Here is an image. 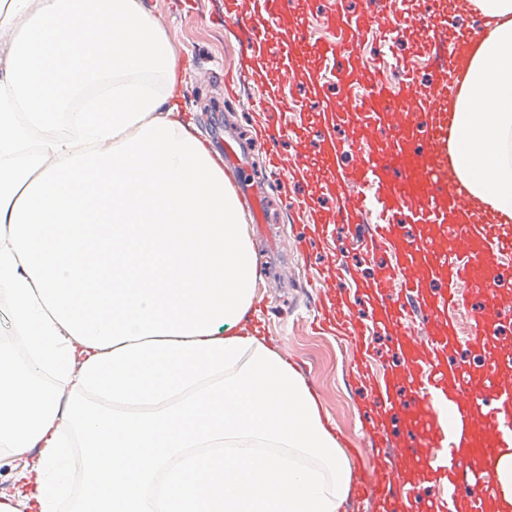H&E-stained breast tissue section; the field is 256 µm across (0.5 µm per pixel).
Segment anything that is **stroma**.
Instances as JSON below:
<instances>
[{
	"mask_svg": "<svg viewBox=\"0 0 512 512\" xmlns=\"http://www.w3.org/2000/svg\"><path fill=\"white\" fill-rule=\"evenodd\" d=\"M143 2L161 20L189 64L182 101L185 121L192 123L215 151L232 144L254 183L264 191L268 232L262 236L255 225L246 227L260 271L257 284L267 298L266 308L258 314L264 324L263 342L271 347L276 340L286 341L289 350L306 364L303 379L316 395L323 415H335L345 429L360 432L358 411L366 403V391L347 382L345 357L335 336L311 325L318 296L310 282L324 268L327 257L318 253L305 260L297 256L294 246L300 226L294 220L293 207L314 193L323 171L317 169L295 180L288 169L267 167L266 155L271 147L292 155L296 144L287 139L274 144L254 138L256 124H276L272 113L255 111L250 105L251 99L263 92L262 83L238 78L236 97H226L224 78L234 72L241 46L233 36L232 21L222 17L224 0ZM403 8L428 24L448 20L474 31L484 24L477 14L453 8L451 0H437L429 13L424 11L421 0H404ZM420 36L417 30L375 31L356 45L355 55L360 65L379 68L392 88L404 79L400 60L410 59L416 69L418 92L423 95L440 74L431 66L434 45L422 43ZM333 238L337 252L354 264L360 277L370 279L376 275L377 261H364L362 240L350 225H335Z\"/></svg>",
	"mask_w": 512,
	"mask_h": 512,
	"instance_id": "stroma-1",
	"label": "stroma"
}]
</instances>
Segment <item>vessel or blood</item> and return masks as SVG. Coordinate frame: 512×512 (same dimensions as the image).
I'll use <instances>...</instances> for the list:
<instances>
[{"label": "vessel or blood", "mask_w": 512, "mask_h": 512, "mask_svg": "<svg viewBox=\"0 0 512 512\" xmlns=\"http://www.w3.org/2000/svg\"><path fill=\"white\" fill-rule=\"evenodd\" d=\"M224 12L246 36L242 72L256 77L263 66H277L289 77H303L318 101L308 109L274 90L257 104L261 110L275 104L280 131L297 143L295 174L324 169L328 178L320 189L336 202L335 222L362 232L365 259L388 257L369 281L333 257L335 277L318 281L317 322L344 340L350 373L370 387L374 407L402 413L395 436L383 419L369 418L366 445L354 451L360 466L349 507L385 512L397 502L412 512L421 498L426 512H487L502 498L497 462L512 453V355L497 347L505 327L501 266L512 255V229L501 216L469 209L468 191L451 173L446 101L456 91L457 58L472 32L446 36L439 27L423 28L425 40L441 48L437 69L444 74L427 96L416 93L411 78L390 90L377 70L359 68L352 59L335 70L345 88L336 99L325 92L324 60L366 30L397 21L418 26L396 0H387L381 16L353 21L334 2L327 18L340 40L317 49L292 0H224ZM353 116L360 120L358 161L342 178L345 147L332 131ZM315 139L319 150L308 151ZM371 212L378 223H366ZM408 224L419 225V232H405ZM331 225L316 212L303 222L302 256L327 251ZM338 279L351 281L368 300L369 317L354 316L348 297L334 288ZM461 308L470 314L464 337L455 319ZM377 327L393 332L398 354L397 365L378 377L367 359ZM461 345L469 351L464 360L455 354Z\"/></svg>", "instance_id": "b4317fda"}]
</instances>
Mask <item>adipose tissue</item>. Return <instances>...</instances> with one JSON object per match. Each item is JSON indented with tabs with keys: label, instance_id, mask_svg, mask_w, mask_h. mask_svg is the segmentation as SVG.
<instances>
[{
	"label": "adipose tissue",
	"instance_id": "obj_1",
	"mask_svg": "<svg viewBox=\"0 0 512 512\" xmlns=\"http://www.w3.org/2000/svg\"><path fill=\"white\" fill-rule=\"evenodd\" d=\"M447 103L471 198L512 219V0ZM187 65L141 0H0V512H339L353 470L276 350ZM489 110H479L481 102Z\"/></svg>",
	"mask_w": 512,
	"mask_h": 512
}]
</instances>
